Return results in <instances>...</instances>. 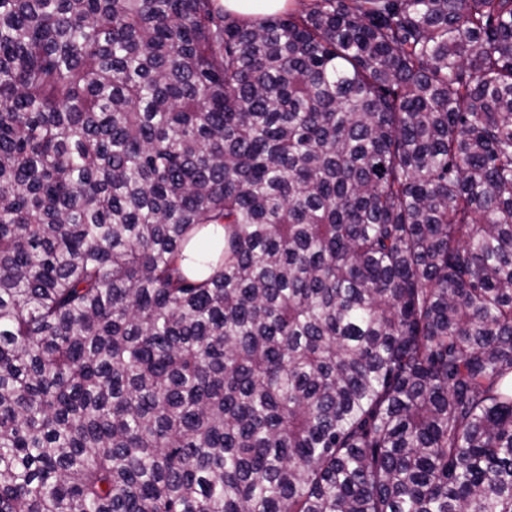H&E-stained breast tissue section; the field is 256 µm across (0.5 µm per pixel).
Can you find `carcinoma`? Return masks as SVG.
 Returning <instances> with one entry per match:
<instances>
[{"label": "carcinoma", "mask_w": 512, "mask_h": 512, "mask_svg": "<svg viewBox=\"0 0 512 512\" xmlns=\"http://www.w3.org/2000/svg\"><path fill=\"white\" fill-rule=\"evenodd\" d=\"M0 512H512V0H0ZM224 9L231 14L252 18L273 16L288 8V0H224Z\"/></svg>", "instance_id": "carcinoma-1"}]
</instances>
